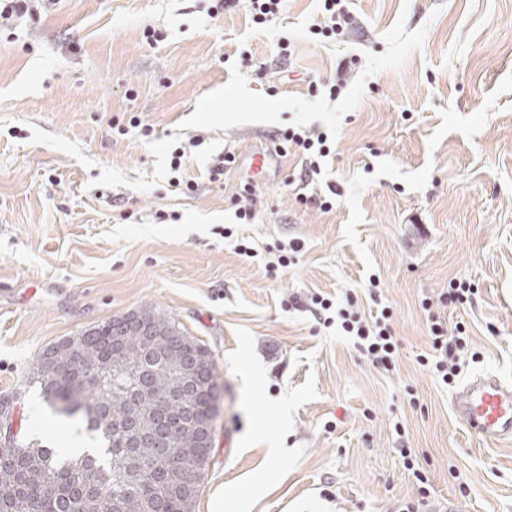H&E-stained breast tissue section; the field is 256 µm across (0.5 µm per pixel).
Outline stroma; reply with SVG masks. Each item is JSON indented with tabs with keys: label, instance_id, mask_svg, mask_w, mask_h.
<instances>
[{
	"label": "stroma",
	"instance_id": "obj_1",
	"mask_svg": "<svg viewBox=\"0 0 512 512\" xmlns=\"http://www.w3.org/2000/svg\"><path fill=\"white\" fill-rule=\"evenodd\" d=\"M214 5L54 0L0 26V396L26 436L80 445V423L45 412L29 370L46 346L149 307L210 350L220 386L195 512H396L417 497L401 443L431 512H512V446L476 440L452 388L416 361L421 301L455 277L477 299L450 316L474 354L461 380L512 381V0H352L359 27L328 45L308 32L318 0H288L262 28L244 0ZM352 58L339 99L309 92ZM131 114L150 137L113 130ZM293 123L336 136L335 208L300 201L296 152L263 168V206L237 223L230 199L253 155ZM193 137L186 196L167 184L170 152ZM228 150L234 167L210 182ZM239 237L256 258L237 254ZM294 238L303 250L267 273L264 255ZM372 274L394 310L388 375L282 306ZM401 457L403 458V464L406 470L412 471V475L416 480L418 486L417 492L420 498L415 501H405L401 505V509L396 512H419L420 505L425 503V499L429 496V489L427 487V478H425L417 468H415V460L412 458L410 448H399Z\"/></svg>",
	"mask_w": 512,
	"mask_h": 512
}]
</instances>
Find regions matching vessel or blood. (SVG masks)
Instances as JSON below:
<instances>
[{"label":"vessel or blood","instance_id":"vessel-or-blood-1","mask_svg":"<svg viewBox=\"0 0 512 512\" xmlns=\"http://www.w3.org/2000/svg\"><path fill=\"white\" fill-rule=\"evenodd\" d=\"M452 410L474 436L497 445L512 443V382L493 373L476 375L454 393Z\"/></svg>","mask_w":512,"mask_h":512}]
</instances>
